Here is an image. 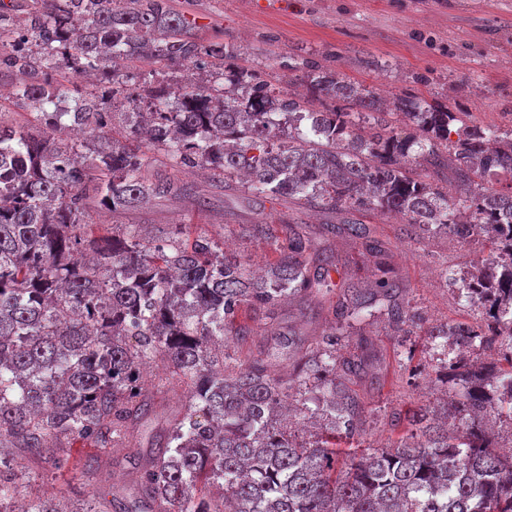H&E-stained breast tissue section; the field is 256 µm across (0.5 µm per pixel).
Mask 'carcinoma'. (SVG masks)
I'll use <instances>...</instances> for the list:
<instances>
[{
  "label": "carcinoma",
  "instance_id": "obj_1",
  "mask_svg": "<svg viewBox=\"0 0 512 512\" xmlns=\"http://www.w3.org/2000/svg\"><path fill=\"white\" fill-rule=\"evenodd\" d=\"M24 33L44 57L8 52ZM18 31L0 14V67L15 76L13 96L41 105L33 123L0 120V512H512V455L496 450L483 424L490 412L512 419V326L495 303L512 302V123L477 126L467 113L414 95L388 106L336 70L300 62L307 93L273 88L235 63L229 43L204 45L193 22L166 0H34ZM80 61L99 74L117 59L149 66L209 64L217 80L250 85L242 98L202 83L168 103V86L149 84L127 98L125 135H109L111 97L76 100L88 127L66 137V92L46 71ZM413 125L404 133L399 124ZM162 151L171 167L242 176L253 202H289L318 211L324 240L341 237L376 268L371 286H343L334 325L314 338L296 378L267 372L263 360L240 363L229 344L254 332L253 321L284 300L326 293L341 256L320 247L297 223L267 215L249 236L275 246L261 276L224 255L217 241L143 238L131 224L121 235L94 237L83 218L94 206L129 210L152 199L182 197L208 205V194L162 174L142 172V146ZM402 220L407 246L436 235L488 242L492 249L450 283L481 308L476 326L440 324L426 343L441 349L445 382L462 390L444 407L451 429L409 419L405 434L383 448L344 460L335 439L360 437L362 409L345 381L374 360L370 349L340 357V337L366 316L409 336L421 317L406 286L385 261L387 248L367 216ZM276 353L301 335L279 328ZM501 354L496 361L452 356L448 338ZM155 363L186 383L183 415L137 461L134 500L95 496L62 509L40 496L20 503L14 473L21 460L53 470L68 466L63 443L112 448L152 412L141 367ZM310 386L312 413L328 433L298 439L286 400L293 384Z\"/></svg>",
  "mask_w": 512,
  "mask_h": 512
}]
</instances>
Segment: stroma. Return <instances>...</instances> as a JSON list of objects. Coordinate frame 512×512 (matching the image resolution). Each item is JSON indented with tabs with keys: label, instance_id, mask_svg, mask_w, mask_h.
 <instances>
[{
	"label": "stroma",
	"instance_id": "stroma-1",
	"mask_svg": "<svg viewBox=\"0 0 512 512\" xmlns=\"http://www.w3.org/2000/svg\"><path fill=\"white\" fill-rule=\"evenodd\" d=\"M170 6L194 21L200 42L234 44L243 63L261 69L264 80L275 87L288 78L289 63L311 59L382 94L412 92L451 111H465L474 125L502 124L505 112L512 110V0H170ZM257 214L243 188L233 182L202 209L189 199H156L131 212L94 210L87 222L95 236L135 224L143 236L152 237L180 224L190 234L223 242L227 256L260 265L271 258L272 249L247 233ZM372 225L387 243L386 262L406 284L407 298L425 326L479 320L480 311L460 300L440 273L445 268L467 270L477 260L480 244L439 237L414 251L401 241L394 220L378 217ZM307 305L304 320L295 303L257 320L252 336L236 345L238 357L245 362L267 359L272 374L291 376L309 339L332 322L327 297L312 296ZM291 320L305 338L291 355L273 357L274 331ZM359 328L376 349L373 367L348 382L364 407L362 448H378L396 437L391 413L458 399V389L443 382L424 334L396 335L379 317L364 320ZM145 386L155 411L132 440L105 449L73 446L69 470L20 482L21 494L65 496L79 505L101 490L132 493L131 459L150 453L151 436L179 418L185 398L184 385L157 368L151 369Z\"/></svg>",
	"mask_w": 512,
	"mask_h": 512
}]
</instances>
